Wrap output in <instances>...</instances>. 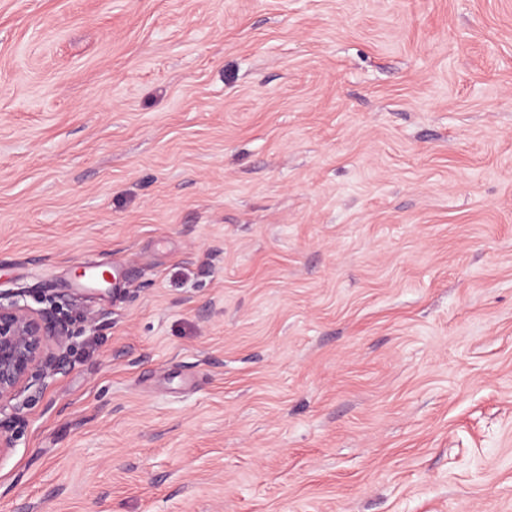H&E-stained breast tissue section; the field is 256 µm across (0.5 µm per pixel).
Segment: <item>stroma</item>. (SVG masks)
Wrapping results in <instances>:
<instances>
[{
    "instance_id": "35a3bbf8",
    "label": "stroma",
    "mask_w": 512,
    "mask_h": 512,
    "mask_svg": "<svg viewBox=\"0 0 512 512\" xmlns=\"http://www.w3.org/2000/svg\"><path fill=\"white\" fill-rule=\"evenodd\" d=\"M0 292V512H512V0H0ZM69 336L53 311L0 294V413L67 362Z\"/></svg>"
}]
</instances>
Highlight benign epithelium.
I'll return each instance as SVG.
<instances>
[{
    "instance_id": "1",
    "label": "benign epithelium",
    "mask_w": 512,
    "mask_h": 512,
    "mask_svg": "<svg viewBox=\"0 0 512 512\" xmlns=\"http://www.w3.org/2000/svg\"><path fill=\"white\" fill-rule=\"evenodd\" d=\"M69 336L53 311L0 294V410L67 362Z\"/></svg>"
}]
</instances>
